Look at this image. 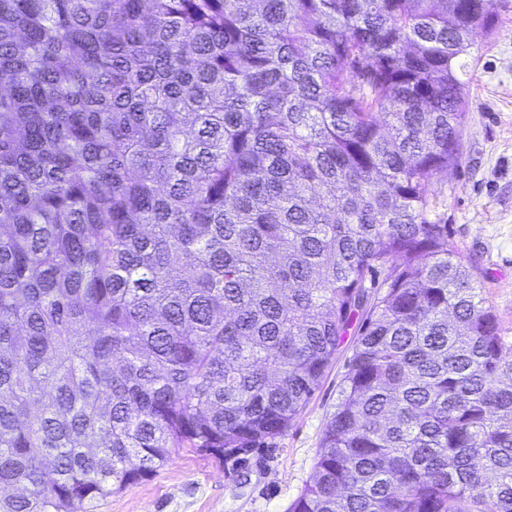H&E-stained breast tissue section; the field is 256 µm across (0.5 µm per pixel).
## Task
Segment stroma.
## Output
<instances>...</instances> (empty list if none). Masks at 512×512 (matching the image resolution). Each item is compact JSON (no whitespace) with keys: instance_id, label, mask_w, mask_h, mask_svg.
Wrapping results in <instances>:
<instances>
[{"instance_id":"1","label":"stroma","mask_w":512,"mask_h":512,"mask_svg":"<svg viewBox=\"0 0 512 512\" xmlns=\"http://www.w3.org/2000/svg\"><path fill=\"white\" fill-rule=\"evenodd\" d=\"M491 32H477L461 61L469 89L461 158L433 193L451 240L472 267L512 343V0H491ZM352 345H345L288 432L240 472L185 448L148 479L87 512H287L312 482L327 421L336 409Z\"/></svg>"}]
</instances>
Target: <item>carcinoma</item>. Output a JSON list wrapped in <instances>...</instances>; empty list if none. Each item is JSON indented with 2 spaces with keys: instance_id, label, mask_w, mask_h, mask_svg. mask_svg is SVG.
Wrapping results in <instances>:
<instances>
[{
  "instance_id": "cac0c4a2",
  "label": "carcinoma",
  "mask_w": 512,
  "mask_h": 512,
  "mask_svg": "<svg viewBox=\"0 0 512 512\" xmlns=\"http://www.w3.org/2000/svg\"><path fill=\"white\" fill-rule=\"evenodd\" d=\"M484 0H0V512L235 471L347 336L289 512H512V346L431 220Z\"/></svg>"
}]
</instances>
